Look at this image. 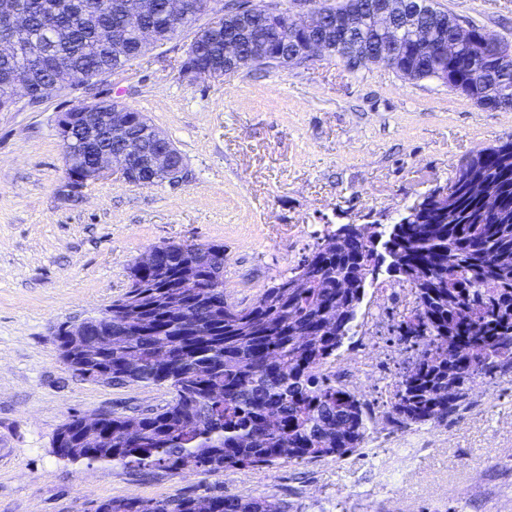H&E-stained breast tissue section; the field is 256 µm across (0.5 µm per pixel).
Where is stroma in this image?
<instances>
[{
  "mask_svg": "<svg viewBox=\"0 0 512 512\" xmlns=\"http://www.w3.org/2000/svg\"><path fill=\"white\" fill-rule=\"evenodd\" d=\"M434 3L512 45V0ZM199 28L186 25L90 87L0 112V512H96L111 498L227 490L283 512H512V371L492 390L472 382L471 407L447 422L388 420L408 363L392 324L413 295L385 274L367 291L356 335L326 366L349 385L370 363L385 377L359 394L372 411L359 452L224 475L72 464L52 454L69 416L135 417L171 398L163 385L81 380L53 343L59 326L120 298L130 266L149 249L223 243L224 294L245 304L327 232L395 223L470 153L512 139V109L481 107L382 63L351 69L323 54L221 81L188 79L181 61ZM112 99L145 113L174 143L185 180L143 187L112 176L64 198L57 115Z\"/></svg>",
  "mask_w": 512,
  "mask_h": 512,
  "instance_id": "35a3bbf8",
  "label": "stroma"
}]
</instances>
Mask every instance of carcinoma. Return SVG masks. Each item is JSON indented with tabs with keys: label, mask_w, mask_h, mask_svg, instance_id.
Segmentation results:
<instances>
[{
	"label": "carcinoma",
	"mask_w": 512,
	"mask_h": 512,
	"mask_svg": "<svg viewBox=\"0 0 512 512\" xmlns=\"http://www.w3.org/2000/svg\"><path fill=\"white\" fill-rule=\"evenodd\" d=\"M20 0L27 28L17 40L45 43L47 56L34 61L20 54L0 57V71L29 73L35 91L55 83V60L71 63L69 84L54 95L84 86L97 74L112 73L140 58L149 46L138 41V24L112 11L114 0ZM166 0H152L141 18L157 31L156 43L178 36L181 27L163 25ZM100 23L122 28L123 50L101 42ZM247 50L276 57L302 45L304 34L285 19L253 6ZM475 40L455 57H438L420 78H444L455 89L468 86L471 98L488 109L512 108V69L498 60L507 47L481 42L483 28L471 26ZM224 17L211 22L198 61L224 62ZM352 37L380 45L384 35L364 21ZM390 67L405 75L418 59L410 34L399 32ZM127 149L139 162L151 146L141 112H130ZM464 165L475 170L497 210L450 178L444 201L427 196L428 206L407 224H344L329 232L289 275L248 304L224 296V244L172 243L160 247L154 265L129 267L128 290L101 314L87 319L85 342L55 334L70 345L62 360L81 379L180 386L162 408L137 419L110 413L95 429L70 416L56 431L52 453L71 463L98 462L123 469H161L218 474L282 462L342 459L363 447L370 408L323 373L345 342L355 336L358 309L381 267L413 290L414 306L396 325L399 341L415 349L396 383L388 416L407 426L441 423L471 405L469 385L494 380L512 368V140L477 151ZM120 335L102 352L93 343ZM96 512H201L200 500L109 499ZM208 512H272L267 499L226 491L210 497Z\"/></svg>",
	"instance_id": "obj_1"
}]
</instances>
